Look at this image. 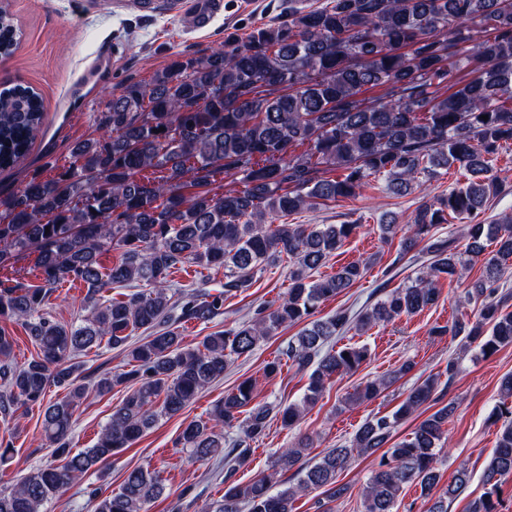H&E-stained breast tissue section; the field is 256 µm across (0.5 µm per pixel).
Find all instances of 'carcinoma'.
<instances>
[{
    "label": "carcinoma",
    "instance_id": "carcinoma-1",
    "mask_svg": "<svg viewBox=\"0 0 512 512\" xmlns=\"http://www.w3.org/2000/svg\"><path fill=\"white\" fill-rule=\"evenodd\" d=\"M20 34L0 18V55L12 54ZM382 93L361 94L372 88ZM39 94L19 85L0 89V170L27 154L43 120ZM488 116L483 120L482 116ZM512 143V0H325L321 7L288 0V19L255 28L244 40H227L210 52L173 59L149 84L130 83L111 95L98 135L73 148L72 165L53 178H32L0 198V269L35 255L40 284L0 277V321L25 330L36 349L30 360L11 357L14 339L0 327V414L44 400L51 386L67 393L46 405L43 433L55 461L30 470L0 489V512H41L50 497L80 480L93 466L136 443L159 419L184 412L235 359L250 355L279 329L305 324L284 352L309 371L307 392L279 410L294 427L334 378L367 360L364 346L326 348L355 328L368 329L435 303L441 281L465 282L473 318L432 333L460 339L488 356L512 345V291L493 292L512 258V218L480 219L503 189L493 155ZM307 150L296 155L299 146ZM458 166L465 181L421 202L413 222L393 216L378 225L381 238L400 237L397 259L424 244L429 257L415 281L352 314L339 310L311 320L316 307L352 287L367 263L351 262L313 278L358 224H290L284 217L354 198L373 176L381 192L404 196L420 177ZM242 170L239 189L218 191L216 177ZM466 221L465 250L456 240L435 239L437 224ZM119 252L112 266L100 258ZM288 257V292L273 307L232 329L216 331L196 346L179 330L224 313V300L253 284L269 262ZM184 265L224 269V293L169 295L174 270ZM481 274L469 281L474 267ZM86 285L89 316L62 324L45 312L53 288ZM139 288L100 301L105 287ZM138 333L144 337L135 339ZM120 350L122 365L85 378L76 353L101 345ZM389 381L372 379L347 399L377 398ZM128 389L91 448H69L75 414L88 395ZM438 378L412 386L391 415L366 421L349 444L314 461L312 440L298 438L278 455L271 472L246 484L232 480L250 445L265 434L267 405L253 399L246 379L215 404L206 420L186 423L178 441L194 461L224 462V500L218 512H294L302 495L318 491V508L347 492L337 477L355 457L372 458L360 492L362 512H396L403 490L418 485L430 496L427 512H448L471 473L460 463L452 481L435 491L448 403L421 420L400 441L399 422L437 401ZM482 475L483 496L469 512H497L502 484L512 476V408ZM382 454L377 451L383 447ZM293 471L295 482L281 479ZM165 486L159 473L137 467L119 491L95 492L94 512H148Z\"/></svg>",
    "mask_w": 512,
    "mask_h": 512
}]
</instances>
